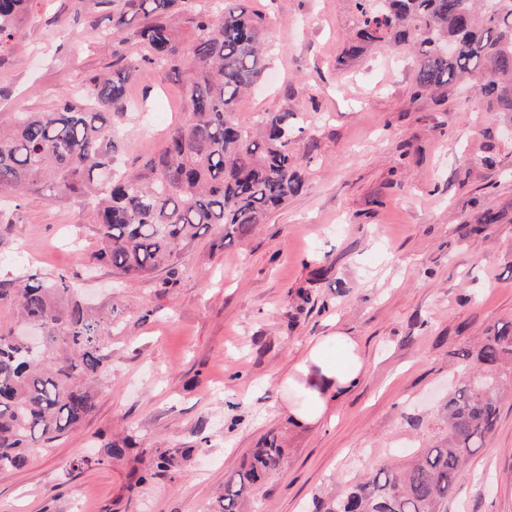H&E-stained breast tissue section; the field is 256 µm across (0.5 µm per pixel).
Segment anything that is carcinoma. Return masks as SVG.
Returning a JSON list of instances; mask_svg holds the SVG:
<instances>
[{"label":"carcinoma","instance_id":"carcinoma-1","mask_svg":"<svg viewBox=\"0 0 512 512\" xmlns=\"http://www.w3.org/2000/svg\"><path fill=\"white\" fill-rule=\"evenodd\" d=\"M30 0H0V53L19 32ZM247 0H96L112 39V69L88 78L90 102L63 96L50 112H22L0 131V190L16 204L51 183L74 199L94 225L92 260L128 277L173 273L183 251L211 225L224 237L262 223L304 186L297 130L288 112H264L243 126L235 106L265 69V18ZM356 38L344 54L371 47L411 49L417 88L466 84L491 111L512 118V0H351ZM135 41L142 55L127 61ZM143 65L182 84L186 121L139 170L114 168L122 144L112 119L127 112V85ZM119 312L93 314L69 277L28 270L0 277V471L22 468L36 443L50 444L95 407L93 385L106 372ZM44 326L40 351H29L19 326ZM458 385L438 410L443 427L407 466H386L342 492L314 499L312 512H448L469 463L496 430L501 394L512 389V322L489 329L459 355ZM131 435L106 445L102 463L128 461ZM162 453L134 485L190 459ZM285 449L264 439L224 482L213 512H245L280 469Z\"/></svg>","mask_w":512,"mask_h":512}]
</instances>
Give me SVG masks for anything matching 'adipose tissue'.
Wrapping results in <instances>:
<instances>
[{"label": "adipose tissue", "mask_w": 512, "mask_h": 512, "mask_svg": "<svg viewBox=\"0 0 512 512\" xmlns=\"http://www.w3.org/2000/svg\"><path fill=\"white\" fill-rule=\"evenodd\" d=\"M339 355L328 357L326 339L312 343L301 361L280 379L282 388L295 391L297 400L289 404L288 412L302 425H316L329 409L330 393H341L360 380L365 361L356 342L348 336L336 339Z\"/></svg>", "instance_id": "obj_1"}]
</instances>
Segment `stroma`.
<instances>
[{
  "mask_svg": "<svg viewBox=\"0 0 512 512\" xmlns=\"http://www.w3.org/2000/svg\"><path fill=\"white\" fill-rule=\"evenodd\" d=\"M62 0H31L0 67V128L48 112L62 93L111 68L112 41L89 25L97 8L54 22ZM261 12L268 69L236 116L292 112L307 132L303 190L266 223L228 241L202 231L173 287L92 267L94 228L49 186L0 223V274L64 273L93 309L119 310L111 372L95 410L18 470L0 471V512H212L228 474L270 435L287 450L255 512H306L426 447L459 352L512 321V137L482 99L413 90L411 55L383 46L349 59V0H249ZM136 106L115 124L136 169L185 121L180 83L151 68L131 86ZM496 160L494 167L483 156ZM495 224H479L485 211ZM310 291L309 303L295 295ZM351 337L366 369L334 397L335 419L294 423L281 375L311 342ZM135 435L140 459L190 448L177 471L133 486L132 464H98L113 439ZM448 512H512V398Z\"/></svg>",
  "mask_w": 512,
  "mask_h": 512,
  "instance_id": "1",
  "label": "stroma"
}]
</instances>
